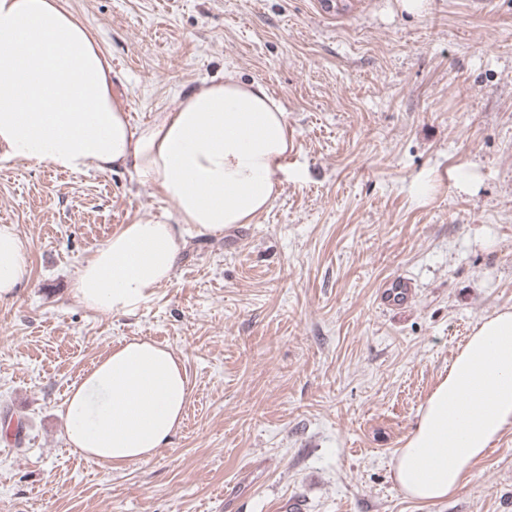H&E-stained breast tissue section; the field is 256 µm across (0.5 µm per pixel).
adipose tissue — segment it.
<instances>
[{
    "label": "adipose tissue",
    "instance_id": "adipose-tissue-1",
    "mask_svg": "<svg viewBox=\"0 0 512 512\" xmlns=\"http://www.w3.org/2000/svg\"><path fill=\"white\" fill-rule=\"evenodd\" d=\"M0 145L63 171L122 169L175 202L179 223L122 225L77 270L79 305L127 315L171 281L185 231L220 235L271 206L295 132L263 85L230 70L150 124H133L112 96L108 59L65 0H0ZM29 254L14 227L0 225V301L16 298ZM189 395L173 350L119 342L71 387L66 442L112 469L148 460L181 426ZM511 427L506 308L473 327L420 406L396 456L395 480L419 502L447 499Z\"/></svg>",
    "mask_w": 512,
    "mask_h": 512
}]
</instances>
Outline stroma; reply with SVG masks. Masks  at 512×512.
I'll use <instances>...</instances> for the list:
<instances>
[{"label": "stroma", "instance_id": "1", "mask_svg": "<svg viewBox=\"0 0 512 512\" xmlns=\"http://www.w3.org/2000/svg\"><path fill=\"white\" fill-rule=\"evenodd\" d=\"M131 120L225 70L295 131L253 223L186 234L131 315L86 309L80 264L124 224L178 223L128 172L0 150V225L31 272L0 302V512H512V428L447 500L406 498L393 462L472 327L512 308V0H66ZM413 300L387 307L386 282ZM180 355L181 427L113 470L64 436L71 385L121 339ZM415 288L410 279H394L384 286L383 302L385 306H400L408 303L413 297Z\"/></svg>", "mask_w": 512, "mask_h": 512}]
</instances>
